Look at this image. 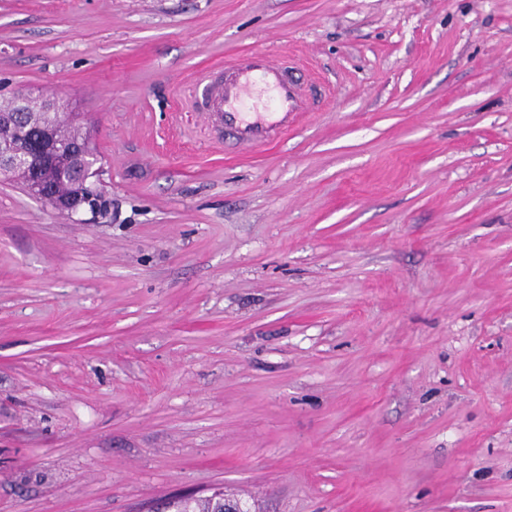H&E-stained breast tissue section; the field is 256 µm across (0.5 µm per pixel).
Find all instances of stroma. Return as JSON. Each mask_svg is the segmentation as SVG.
I'll return each mask as SVG.
<instances>
[{
	"label": "stroma",
	"mask_w": 512,
	"mask_h": 512,
	"mask_svg": "<svg viewBox=\"0 0 512 512\" xmlns=\"http://www.w3.org/2000/svg\"><path fill=\"white\" fill-rule=\"evenodd\" d=\"M314 98L214 142L197 74ZM110 201L0 177V512H512V0H0V106ZM294 68L290 62L276 63L265 53L253 51L242 56L225 76H201L194 103L205 116L211 135L224 143L231 140L234 149L280 140L299 112H307L312 104L294 76ZM261 96L272 100L271 109L260 107ZM10 107L16 109L15 100ZM14 109L0 108V129L4 125L25 126L31 129L32 134L38 140V148L34 153L27 151H18L11 144L0 141V175L3 177H12L18 169H31L37 172L45 166L55 168L59 178L65 179L72 175H79L83 184L84 191L60 196L57 193L49 191L41 185L36 179L26 184V190L36 198L44 201L57 211L67 214H79L90 212L92 216H98L101 213L95 206L91 205V200L100 192L97 187L99 181V168H95L98 160L92 156L90 151L91 142L86 128L83 124L76 125L83 131V138L78 140L76 147L68 152H62L58 147L54 129L49 124L33 123L32 119L27 122V116L23 112ZM32 124V125H31Z\"/></svg>",
	"instance_id": "obj_1"
}]
</instances>
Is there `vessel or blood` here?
Masks as SVG:
<instances>
[{"mask_svg": "<svg viewBox=\"0 0 512 512\" xmlns=\"http://www.w3.org/2000/svg\"><path fill=\"white\" fill-rule=\"evenodd\" d=\"M194 103L211 135L240 149L280 140L298 114L310 109L311 98L295 77L293 65L253 51L227 75L201 76Z\"/></svg>", "mask_w": 512, "mask_h": 512, "instance_id": "vessel-or-blood-1", "label": "vessel or blood"}]
</instances>
